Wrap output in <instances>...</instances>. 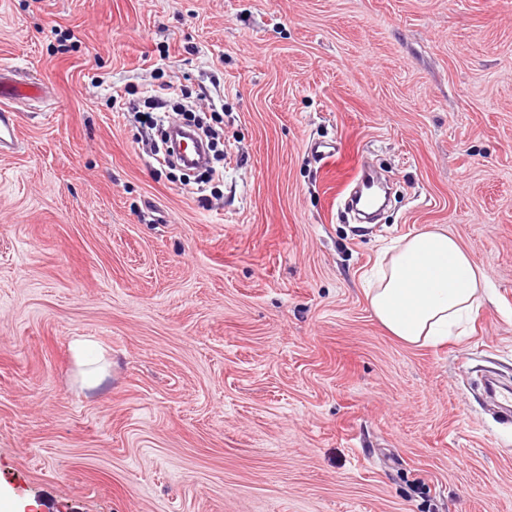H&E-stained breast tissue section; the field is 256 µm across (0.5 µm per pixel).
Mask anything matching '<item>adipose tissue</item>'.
Returning a JSON list of instances; mask_svg holds the SVG:
<instances>
[{
    "mask_svg": "<svg viewBox=\"0 0 512 512\" xmlns=\"http://www.w3.org/2000/svg\"><path fill=\"white\" fill-rule=\"evenodd\" d=\"M484 286L455 236L434 226L390 247L366 293L373 314L392 336L425 345L448 337L479 302Z\"/></svg>",
    "mask_w": 512,
    "mask_h": 512,
    "instance_id": "obj_1",
    "label": "adipose tissue"
}]
</instances>
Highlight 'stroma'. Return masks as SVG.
I'll use <instances>...</instances> for the list:
<instances>
[{"mask_svg":"<svg viewBox=\"0 0 512 512\" xmlns=\"http://www.w3.org/2000/svg\"><path fill=\"white\" fill-rule=\"evenodd\" d=\"M0 66L47 87L0 157L15 512H512V418L477 387L512 386V0H0ZM168 83L223 101L199 194L133 110ZM365 160L397 192L375 224L337 196ZM434 224L490 294L408 346L365 282ZM70 348L78 361L79 365L84 367L81 371L83 382L89 386L98 385L105 376V366L100 365L99 361H91L87 359L90 349V341L84 338H76L72 340Z\"/></svg>","mask_w":512,"mask_h":512,"instance_id":"obj_1","label":"stroma"}]
</instances>
